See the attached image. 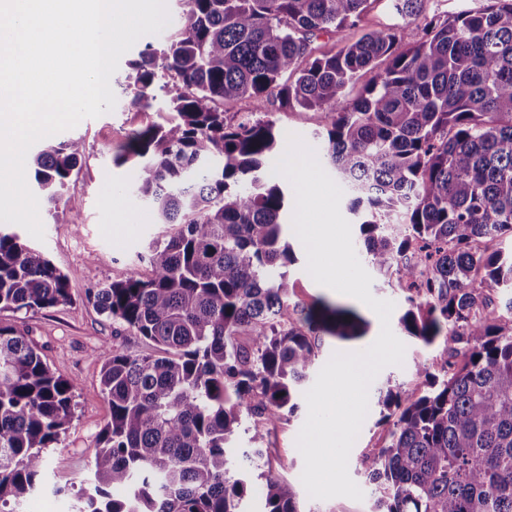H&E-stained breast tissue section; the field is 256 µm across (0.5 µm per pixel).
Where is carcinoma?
Here are the masks:
<instances>
[{
    "label": "carcinoma",
    "instance_id": "obj_1",
    "mask_svg": "<svg viewBox=\"0 0 512 512\" xmlns=\"http://www.w3.org/2000/svg\"><path fill=\"white\" fill-rule=\"evenodd\" d=\"M368 0H178L181 22L130 63L125 90L151 108L160 87L173 117L131 131L113 156L135 160L138 195L163 225L149 273L92 291L99 310L151 346L100 354L111 409L73 512H240L251 473L227 448L252 440L304 397L325 339L366 335L352 308L289 303L294 261L283 237L289 182L272 173L282 142L267 112H320L321 161L352 196L369 265L406 293L400 324L442 346V379L387 386L392 420L366 474L377 512H512V0L451 18L424 17L422 37L372 30L307 65L322 34L357 25ZM388 64L354 101L358 74ZM241 99L238 120L224 103ZM84 156L46 144L34 181L56 199ZM400 211L404 221H385ZM69 275L0 228V311L37 313L69 299ZM77 383L37 345L0 324V512L42 490L46 453L70 425ZM264 512H298L296 490L265 476ZM247 424H244L236 434L231 448L227 450L229 459V467L231 471H238L239 469H248L249 461H246L243 454L249 451V448H256L258 445L251 440L252 432L245 431Z\"/></svg>",
    "mask_w": 512,
    "mask_h": 512
}]
</instances>
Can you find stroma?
Listing matches in <instances>:
<instances>
[{
  "label": "stroma",
  "mask_w": 512,
  "mask_h": 512,
  "mask_svg": "<svg viewBox=\"0 0 512 512\" xmlns=\"http://www.w3.org/2000/svg\"><path fill=\"white\" fill-rule=\"evenodd\" d=\"M396 0H371L370 7L357 27L346 31L349 39L358 38L370 29L399 28L408 40L422 36L423 20L399 14ZM150 110L137 111L131 97L117 93L116 106L110 113L83 119L76 127L60 132L63 140H77L83 146L84 158L76 174L68 180L57 201H50L46 192H38L39 211L44 226V239L32 238L20 231L21 240L42 251L61 271L69 273L68 303L37 314L0 312V322L15 326L32 338L51 368L67 378L75 379L78 388L74 417L69 429L61 434L48 451L47 491L29 496L23 512H70L72 498L59 497L51 486H76L88 475L101 431L109 418L110 407L100 386L102 362L100 353L115 345L142 353L146 347L134 336H116L112 321L101 314L92 300L90 289L126 277L133 271H145L142 260L152 240L162 230L151 220L148 207L132 190L129 166L116 167L110 154L134 128L154 122H164L169 109L161 89H154ZM277 124L283 133H294L312 148H319L321 117L319 112L300 107L276 109ZM120 198V208H113V198ZM297 261L289 268L294 282L293 299L312 302L323 297L356 309L368 322L362 338L350 341L327 340L322 360L337 352L365 349L378 336L377 315L353 297L337 293L317 284L306 271V252L296 235H289ZM371 292L374 297L393 301L395 309L390 325L393 333L406 346L402 366L384 368L378 382L409 388L422 382L424 374L441 375L440 347H426L408 336L399 324L406 310L405 294L395 279L373 275ZM308 413L307 406L279 421L270 437L264 471L287 479L298 487L299 512H376L377 496L364 477L365 457L373 455L383 445L388 425L382 418L377 392L369 394V410L361 431L350 451L348 470L353 481L364 493L362 500L334 497L327 500L310 498L300 485L304 461L297 449L296 438Z\"/></svg>",
  "instance_id": "obj_1"
}]
</instances>
